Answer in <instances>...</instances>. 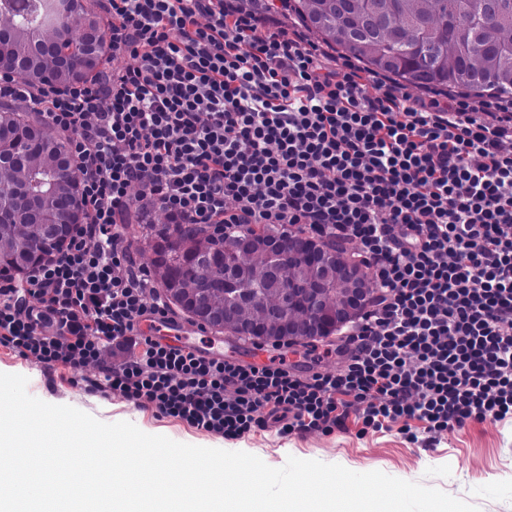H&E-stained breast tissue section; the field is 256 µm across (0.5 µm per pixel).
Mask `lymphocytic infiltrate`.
I'll list each match as a JSON object with an SVG mask.
<instances>
[{"mask_svg": "<svg viewBox=\"0 0 512 512\" xmlns=\"http://www.w3.org/2000/svg\"><path fill=\"white\" fill-rule=\"evenodd\" d=\"M131 62L65 86L6 79L64 134L85 220L22 281L0 346L227 440L392 425L410 441L512 416V96L414 97L248 0H101ZM228 237L351 249L372 299L333 371L209 358L144 336L174 312L124 235L153 210Z\"/></svg>", "mask_w": 512, "mask_h": 512, "instance_id": "lymphocytic-infiltrate-1", "label": "lymphocytic infiltrate"}]
</instances>
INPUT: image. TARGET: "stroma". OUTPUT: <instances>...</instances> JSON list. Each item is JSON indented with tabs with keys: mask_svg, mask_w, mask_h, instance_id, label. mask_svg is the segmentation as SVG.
<instances>
[{
	"mask_svg": "<svg viewBox=\"0 0 512 512\" xmlns=\"http://www.w3.org/2000/svg\"><path fill=\"white\" fill-rule=\"evenodd\" d=\"M0 373L28 380V393L54 405H68L105 423L127 421L151 435L227 451H243L268 466H283L288 457L338 464L351 471H380L466 500L479 512H512V417L472 423L463 429L418 442L397 431L359 434L355 422L328 435L284 436L269 427L227 441L154 410L134 406L120 396L101 395L80 385L78 370H47L0 346Z\"/></svg>",
	"mask_w": 512,
	"mask_h": 512,
	"instance_id": "1",
	"label": "stroma"
}]
</instances>
